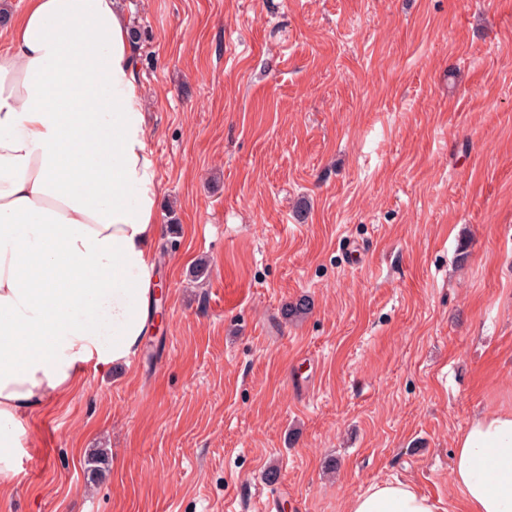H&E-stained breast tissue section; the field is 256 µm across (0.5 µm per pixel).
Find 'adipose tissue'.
I'll return each instance as SVG.
<instances>
[{
	"label": "adipose tissue",
	"instance_id": "1",
	"mask_svg": "<svg viewBox=\"0 0 512 512\" xmlns=\"http://www.w3.org/2000/svg\"><path fill=\"white\" fill-rule=\"evenodd\" d=\"M0 29V482L20 419L128 362L150 331L159 184L122 0H22ZM451 479L465 512H512V410L471 418ZM348 512H439L406 481Z\"/></svg>",
	"mask_w": 512,
	"mask_h": 512
}]
</instances>
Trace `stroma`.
Listing matches in <instances>:
<instances>
[{
	"instance_id": "35a3bbf8",
	"label": "stroma",
	"mask_w": 512,
	"mask_h": 512,
	"mask_svg": "<svg viewBox=\"0 0 512 512\" xmlns=\"http://www.w3.org/2000/svg\"><path fill=\"white\" fill-rule=\"evenodd\" d=\"M126 11L152 329L23 419L0 512H346L394 478L462 512L455 439L512 410V0Z\"/></svg>"
}]
</instances>
